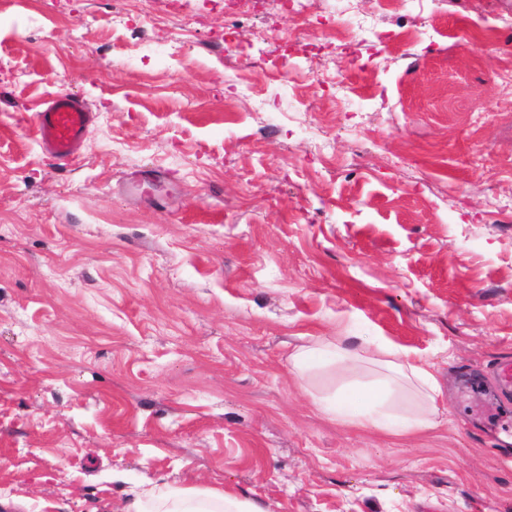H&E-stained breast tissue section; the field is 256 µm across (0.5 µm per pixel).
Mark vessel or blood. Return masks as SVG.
I'll list each match as a JSON object with an SVG mask.
<instances>
[{
	"mask_svg": "<svg viewBox=\"0 0 512 512\" xmlns=\"http://www.w3.org/2000/svg\"><path fill=\"white\" fill-rule=\"evenodd\" d=\"M91 126L92 115L83 99L60 93L38 112L34 133L43 153L50 160L65 164L74 159Z\"/></svg>",
	"mask_w": 512,
	"mask_h": 512,
	"instance_id": "b4317fda",
	"label": "vessel or blood"
}]
</instances>
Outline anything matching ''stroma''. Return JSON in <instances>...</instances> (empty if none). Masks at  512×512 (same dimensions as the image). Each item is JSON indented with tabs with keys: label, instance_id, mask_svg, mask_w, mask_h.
<instances>
[{
	"label": "stroma",
	"instance_id": "1",
	"mask_svg": "<svg viewBox=\"0 0 512 512\" xmlns=\"http://www.w3.org/2000/svg\"><path fill=\"white\" fill-rule=\"evenodd\" d=\"M336 9L0 0V512H512V53L457 36L512 0H355L354 55ZM62 92L94 122L54 169ZM344 333L431 364L445 422L322 415L352 372L288 354ZM372 29L365 19H358L356 14L351 12V20L348 26L341 29L337 33L340 42L348 46L359 45L364 41V37L368 36ZM44 105L37 113L35 136L50 160L67 164L90 132L91 112L83 99L72 93L56 94ZM155 499L164 510L162 512H263V510H250L237 496L224 493L219 498L208 494L187 493L173 488L151 490L146 493Z\"/></svg>",
	"mask_w": 512,
	"mask_h": 512
}]
</instances>
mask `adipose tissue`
<instances>
[{
  "mask_svg": "<svg viewBox=\"0 0 512 512\" xmlns=\"http://www.w3.org/2000/svg\"><path fill=\"white\" fill-rule=\"evenodd\" d=\"M288 361L301 388H308L315 370L333 365L373 367L375 385L357 388L338 398H319L322 411L356 427L396 436H415L435 429L445 413L441 390L426 362L410 358L392 345L347 336L313 338L295 346ZM164 512H251L237 496L187 493L173 488L150 491Z\"/></svg>",
  "mask_w": 512,
  "mask_h": 512,
  "instance_id": "1",
  "label": "adipose tissue"
}]
</instances>
